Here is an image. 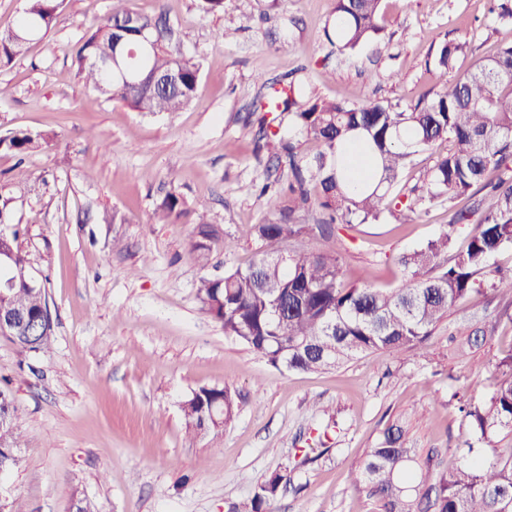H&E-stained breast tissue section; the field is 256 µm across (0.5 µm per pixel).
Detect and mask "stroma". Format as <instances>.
Returning a JSON list of instances; mask_svg holds the SVG:
<instances>
[{
    "label": "stroma",
    "mask_w": 512,
    "mask_h": 512,
    "mask_svg": "<svg viewBox=\"0 0 512 512\" xmlns=\"http://www.w3.org/2000/svg\"><path fill=\"white\" fill-rule=\"evenodd\" d=\"M132 6L167 7L183 54L201 67L197 97L179 112L147 116L96 98L79 76L75 52L111 0H63L47 37L0 65V136L52 138L22 162L23 184L13 178L16 157L0 149V198L12 200L9 221L23 229L53 323L44 354L0 335V375L12 379L26 440L0 478V512H68L75 489L100 512H227L286 469L293 484L275 512H369L356 469L402 418L414 447L442 449L443 467L458 465L476 440L463 409L489 399L512 355V297L490 288L512 275V249L490 258L477 276L482 290L415 351L376 350L313 373L275 367L225 336L196 292L202 278L246 266L260 249L247 234L269 216L257 187L283 173L258 146L252 103L264 83L300 81L317 98L376 97L407 110L441 91L434 60L444 43H466L460 74L511 44L512 26L496 21L489 0H384L379 41L343 54L325 36L334 0H252L244 11L224 0L218 13L197 0ZM169 191L188 212L156 223ZM472 204L435 203L408 224H343L311 246L339 252L347 282L397 288L400 254L444 232L451 251L465 246L472 227L452 219ZM201 218L239 240L229 254L216 247L205 266L185 258ZM491 320L495 334L468 344ZM224 385L236 417L222 434L187 441L183 399Z\"/></svg>",
    "instance_id": "obj_1"
}]
</instances>
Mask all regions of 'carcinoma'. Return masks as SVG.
<instances>
[{"label": "carcinoma", "instance_id": "carcinoma-1", "mask_svg": "<svg viewBox=\"0 0 512 512\" xmlns=\"http://www.w3.org/2000/svg\"><path fill=\"white\" fill-rule=\"evenodd\" d=\"M382 0H336V48L349 53L376 42L383 31ZM491 12L512 24V0H493ZM62 0H25L16 27L0 34V64L24 55L30 44L43 40L58 22ZM166 4L150 16L135 10L130 0H112L107 19L88 33L78 48L79 76L103 95H112L133 110L149 115L179 112L196 97L200 65L171 46L172 29ZM155 39L143 48L139 32ZM466 44L441 47L436 70L444 90L424 106L397 111L371 98L350 104L321 100L304 85L289 84L285 99L261 98L266 112L293 108L296 123L319 151L304 160L296 146L267 142L277 150L279 164L288 169V187L279 181L262 185L260 195L273 217L249 229L263 250L247 266L224 277L203 278L197 296L203 309L231 337L275 366L294 372L337 367L374 350L402 354L433 335L449 309L475 291V276L489 258L512 249V45L475 62L463 76L448 80V71ZM117 60L122 74L107 81L93 64ZM177 76L173 87L151 85L146 75ZM50 136L17 130L0 138V147L26 156L48 142ZM439 141L451 144L408 191L396 190L412 158ZM490 170L501 172L497 181L486 180ZM490 188L486 198L455 222L480 214L464 248L448 258V233L427 241L398 258L404 284L396 289L366 288L345 282L339 257L317 251L306 243L314 236L330 238L335 225L376 223L388 216L399 221L436 201L451 203L477 189ZM326 218L304 224L299 213L309 210L311 192ZM184 213L179 197L169 193L155 210L163 224ZM224 240V253L235 249L206 221H198L186 258L207 264L214 245ZM13 251L7 276L18 286L0 297V310L25 309L41 314L49 302L45 286L30 288L24 277L31 259L19 243V230L0 243ZM53 332L30 339L12 338L21 350L40 353L50 348ZM509 376L501 379L482 407L465 410L480 438L499 429L512 430V356L504 359ZM238 410L235 394L227 387H201L181 403L187 436L194 440L218 434ZM8 422L0 425V455L19 454L17 408L9 382L0 384V412ZM404 423L389 426L385 437L358 467L359 480L371 512H512V448H494L492 456L473 457L450 470L433 467V453L420 458L403 442ZM291 481L288 472L265 479L249 502L234 504L230 512H272L280 487Z\"/></svg>", "mask_w": 512, "mask_h": 512}]
</instances>
